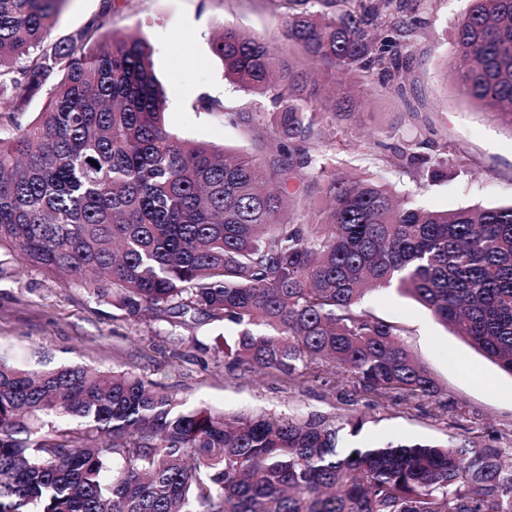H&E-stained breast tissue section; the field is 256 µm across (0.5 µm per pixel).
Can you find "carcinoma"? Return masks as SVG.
Instances as JSON below:
<instances>
[{
	"instance_id": "cac0c4a2",
	"label": "carcinoma",
	"mask_w": 512,
	"mask_h": 512,
	"mask_svg": "<svg viewBox=\"0 0 512 512\" xmlns=\"http://www.w3.org/2000/svg\"><path fill=\"white\" fill-rule=\"evenodd\" d=\"M60 2L0 0V131L50 91L31 125L0 137V249L130 320L220 315L236 362L286 376L326 363L370 390L433 397L398 327L360 306L393 288L512 375V204H397L311 141L350 117L334 95L345 84L405 96L407 0H270L320 84L233 28L213 40L225 78L270 108H195L248 125L269 155L170 133L149 46L94 22L53 42ZM454 37L459 90L512 130V0H470ZM427 146L421 133L377 159L419 185L465 172L448 145ZM290 185L322 205L289 213ZM0 512H512V470L453 440L340 452L322 422L188 410L129 372L0 356Z\"/></svg>"
}]
</instances>
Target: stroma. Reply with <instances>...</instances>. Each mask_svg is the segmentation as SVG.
<instances>
[{
  "mask_svg": "<svg viewBox=\"0 0 512 512\" xmlns=\"http://www.w3.org/2000/svg\"><path fill=\"white\" fill-rule=\"evenodd\" d=\"M467 8L468 0H428L412 38L406 98L375 94L363 102L351 127H315L316 140L335 143L332 157L341 171L392 185L429 210L512 203V130L484 115L445 76L454 28ZM101 9L102 0H64L53 37L63 38L99 16L105 31L141 37L165 91V122L172 134L259 151L251 128L196 111L194 104L208 96L230 108L252 107V96L225 80L211 44L216 32L232 26L287 50L282 17L269 0H115L109 14ZM185 86L190 95H180ZM425 118L436 143L459 150L466 171L420 190L409 175L374 160L371 149L378 140L413 139ZM361 307L398 326L402 343L436 379L439 396L375 393L323 363L307 364L291 377L234 363L224 356L230 327L222 317L158 313L129 320L85 289L63 286L0 251V354L13 361L130 372L191 408L323 419L340 427L344 446L473 439L512 459V375L395 290H372ZM356 420L361 428L354 434L348 425Z\"/></svg>",
  "mask_w": 512,
  "mask_h": 512,
  "instance_id": "35a3bbf8",
  "label": "stroma"
}]
</instances>
